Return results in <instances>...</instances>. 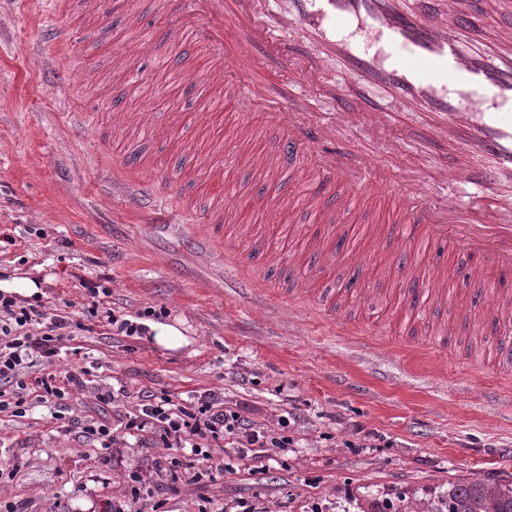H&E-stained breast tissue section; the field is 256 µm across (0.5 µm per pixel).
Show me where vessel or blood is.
Masks as SVG:
<instances>
[{
    "instance_id": "vessel-or-blood-1",
    "label": "vessel or blood",
    "mask_w": 512,
    "mask_h": 512,
    "mask_svg": "<svg viewBox=\"0 0 512 512\" xmlns=\"http://www.w3.org/2000/svg\"><path fill=\"white\" fill-rule=\"evenodd\" d=\"M479 32L496 46L482 55L467 48L464 36ZM512 0H419L406 12L401 0H185L170 31L174 45L201 54L211 80L199 88L200 107L192 115L172 113L175 125L208 121L215 106L243 100L265 103L272 92L256 72L254 45H262L281 69L295 78L291 96L271 114L289 135L286 149L260 156L256 170L267 177L290 172L295 160L307 165L321 195H309L306 209L316 224L364 213L374 197L373 170L379 153L346 148L340 133L384 132L388 113L363 97L377 87L425 113L430 135L454 142L459 163L440 170L444 181L491 191L490 205L462 210L436 207L410 186L391 190L383 209L396 240L362 252L359 263L385 255L417 259L442 244L481 261L471 273H512ZM238 46L225 57L224 42ZM339 58L355 85L331 82L325 56ZM328 96L327 112H302L295 96ZM409 287L445 305L452 286L435 269L414 272Z\"/></svg>"
}]
</instances>
